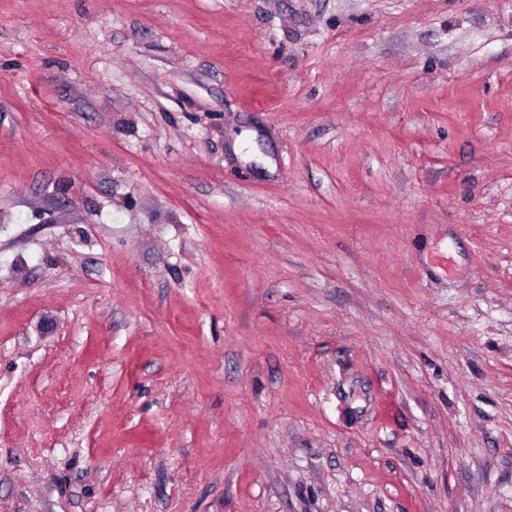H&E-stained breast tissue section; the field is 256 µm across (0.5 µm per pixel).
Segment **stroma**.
Here are the masks:
<instances>
[{
	"label": "stroma",
	"instance_id": "obj_1",
	"mask_svg": "<svg viewBox=\"0 0 512 512\" xmlns=\"http://www.w3.org/2000/svg\"><path fill=\"white\" fill-rule=\"evenodd\" d=\"M0 512H512V0H0Z\"/></svg>",
	"mask_w": 512,
	"mask_h": 512
}]
</instances>
